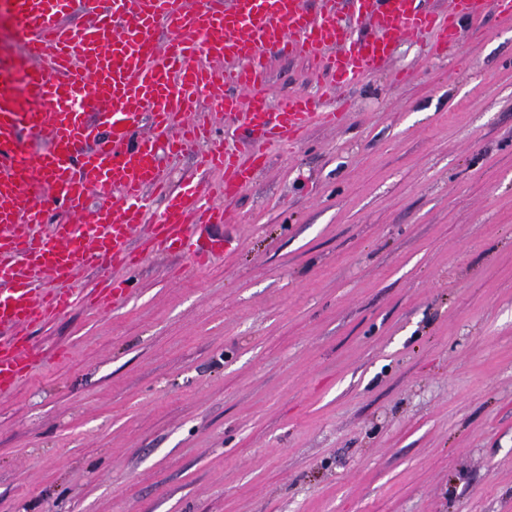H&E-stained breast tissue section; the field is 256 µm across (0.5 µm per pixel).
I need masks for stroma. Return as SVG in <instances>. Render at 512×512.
I'll return each mask as SVG.
<instances>
[{"mask_svg": "<svg viewBox=\"0 0 512 512\" xmlns=\"http://www.w3.org/2000/svg\"><path fill=\"white\" fill-rule=\"evenodd\" d=\"M430 41L264 146L223 255L26 328L0 512H512V20Z\"/></svg>", "mask_w": 512, "mask_h": 512, "instance_id": "1", "label": "stroma"}]
</instances>
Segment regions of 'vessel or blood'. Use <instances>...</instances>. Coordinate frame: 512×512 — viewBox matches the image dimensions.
<instances>
[{
  "instance_id": "obj_1",
  "label": "vessel or blood",
  "mask_w": 512,
  "mask_h": 512,
  "mask_svg": "<svg viewBox=\"0 0 512 512\" xmlns=\"http://www.w3.org/2000/svg\"><path fill=\"white\" fill-rule=\"evenodd\" d=\"M90 27L66 20L72 0H0L16 26L21 61L0 59V395L28 379L47 358L24 327L45 324L76 306L107 308L127 284L94 293L75 288L79 268L134 271L159 249L197 262L224 251L223 239L202 250L200 225L220 224L226 210L191 187L169 194L161 147L193 152L196 171L220 172L225 199L251 179L257 155L236 150L240 132L255 147L293 144L336 115L305 96L272 101L269 54L302 57L330 74L326 92L362 81L393 56L404 36L433 34L432 49L459 38L461 20L478 25L491 13L512 19V0H448L443 11H419L415 0H356L353 22L336 11H310L307 0H108ZM172 33L164 45L155 35ZM223 69H215L216 61ZM224 130L216 132L202 102L217 83ZM44 143L21 155L23 130ZM168 193L158 220L145 222L148 197ZM65 222L45 220L43 201ZM26 232H18V225ZM50 279L39 287L36 275Z\"/></svg>"
}]
</instances>
